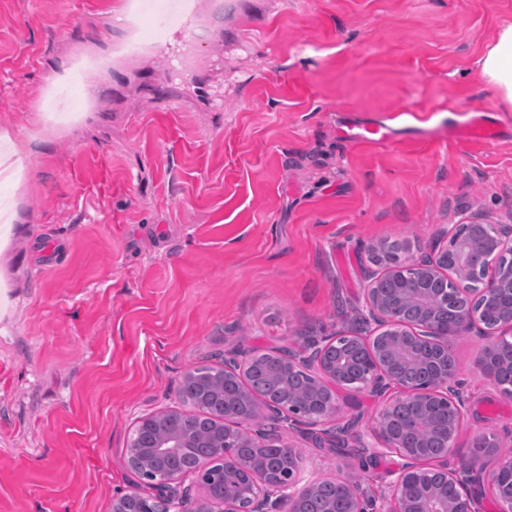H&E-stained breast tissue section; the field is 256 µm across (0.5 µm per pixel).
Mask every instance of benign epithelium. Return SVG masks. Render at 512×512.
<instances>
[{
	"label": "benign epithelium",
	"instance_id": "benign-epithelium-1",
	"mask_svg": "<svg viewBox=\"0 0 512 512\" xmlns=\"http://www.w3.org/2000/svg\"><path fill=\"white\" fill-rule=\"evenodd\" d=\"M452 247L412 251L391 242L382 252L399 254L382 272H365L368 318L306 350H288V372L313 378L312 389L288 407H273L245 380L254 352L224 351V439L208 438L224 465V485L215 492L200 466L186 472L168 469L172 455L189 452L185 433L197 410L167 409L141 418L137 429L152 428L160 438L145 446L129 441L126 462L148 474V495L126 492L113 500L112 512H305L306 502L327 482L336 484L346 512H478L476 494L490 492L498 512H512V460L504 458L498 439H476L483 456L462 452L458 432L465 416L464 382L451 337L459 327L446 313L466 298L462 324L491 343L476 355L474 369L494 385L485 354L495 350L512 364V224H489L477 216L455 227ZM342 381L382 403L373 431L385 449L401 459L381 503L368 486L349 476L301 478L300 449L276 437L283 422L309 431L342 412L343 400L332 389ZM401 406L416 420L435 408H452L444 422L443 451L431 460L403 443ZM190 484H185L187 478Z\"/></svg>",
	"mask_w": 512,
	"mask_h": 512
}]
</instances>
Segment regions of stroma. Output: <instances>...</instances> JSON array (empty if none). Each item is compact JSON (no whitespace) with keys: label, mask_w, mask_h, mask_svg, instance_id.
I'll list each match as a JSON object with an SVG mask.
<instances>
[{"label":"stroma","mask_w":512,"mask_h":512,"mask_svg":"<svg viewBox=\"0 0 512 512\" xmlns=\"http://www.w3.org/2000/svg\"><path fill=\"white\" fill-rule=\"evenodd\" d=\"M119 0H0V146L31 156L0 226V512H112L145 483L139 420L242 349L305 347L367 313L384 240L446 245L473 213L512 224V106L477 67L512 0H201L169 72L161 51L88 72L101 101L30 143L28 104L74 53L129 30ZM490 143L451 137L473 116ZM454 337L480 434L512 435V398ZM306 472L360 469L283 429Z\"/></svg>","instance_id":"stroma-1"}]
</instances>
